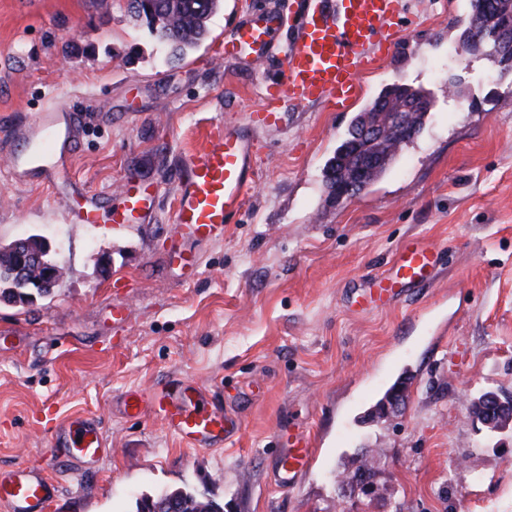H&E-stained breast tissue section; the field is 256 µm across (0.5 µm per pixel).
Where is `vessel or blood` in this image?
<instances>
[{
  "mask_svg": "<svg viewBox=\"0 0 512 512\" xmlns=\"http://www.w3.org/2000/svg\"><path fill=\"white\" fill-rule=\"evenodd\" d=\"M402 11L403 0H297L296 10L288 15L260 11L240 25L224 42L225 57L248 51L263 60L282 30L291 31L282 76L268 84L263 111L251 113L245 124L210 127L204 148L186 154L178 174L177 234L208 238L223 232L241 214L256 177L250 131L279 126L284 120L282 104H322L336 112L353 105L362 91L358 76L398 47L400 38L391 23ZM78 129L77 112L46 107L32 123L25 147H16L9 134L0 135V160L20 183L55 182L70 170L79 146ZM154 203L152 191L141 183L127 182L117 217L124 223L138 221ZM438 262V253L429 246L418 241L403 244L391 274L373 280L362 298L364 305L383 307L402 293L426 287ZM124 405L132 416L151 413L187 448H220L238 431L236 418L208 399L205 386L189 378L168 379L146 391H128ZM51 450L90 466L110 452L96 421L83 416L69 418L61 426ZM279 455L274 483L288 488L310 460L305 435L289 436ZM56 495V484L39 471L24 465L0 470V503L9 512H44Z\"/></svg>",
  "mask_w": 512,
  "mask_h": 512,
  "instance_id": "b4317fda",
  "label": "vessel or blood"
}]
</instances>
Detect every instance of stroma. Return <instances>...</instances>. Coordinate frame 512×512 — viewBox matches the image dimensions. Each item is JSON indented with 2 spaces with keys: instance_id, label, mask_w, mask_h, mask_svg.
Instances as JSON below:
<instances>
[{
  "instance_id": "obj_1",
  "label": "stroma",
  "mask_w": 512,
  "mask_h": 512,
  "mask_svg": "<svg viewBox=\"0 0 512 512\" xmlns=\"http://www.w3.org/2000/svg\"><path fill=\"white\" fill-rule=\"evenodd\" d=\"M223 0L184 59L135 20L127 0H0V129L23 132L44 106L80 113L68 179L15 183L0 162V242L49 239L64 275L28 306L0 302V469L40 467L49 512H133L137 497L188 487L224 512H512V428L477 421L471 399L512 396V76L457 57L470 0H404L393 57L363 74V102L391 84L429 90L423 132L361 193L329 199L323 170L352 112L291 107L254 132L258 180L223 237L190 242L200 275L168 261L177 170L211 125L262 110L287 36L263 63L224 41L257 8ZM456 78L464 99L450 97ZM156 189L144 219L76 224L98 194L120 205L127 179ZM416 239L442 261L421 293L386 308L356 288ZM186 377L220 392L238 434L186 448L150 415L126 417L127 389ZM404 397L373 408L395 382ZM95 416L112 454L95 470L51 456L70 416ZM315 450L294 488L270 484L289 433ZM370 461L374 491L347 481Z\"/></svg>"
}]
</instances>
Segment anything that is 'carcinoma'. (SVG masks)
I'll return each instance as SVG.
<instances>
[{
	"label": "carcinoma",
	"instance_id": "obj_1",
	"mask_svg": "<svg viewBox=\"0 0 512 512\" xmlns=\"http://www.w3.org/2000/svg\"><path fill=\"white\" fill-rule=\"evenodd\" d=\"M221 0H128V10L137 19L145 22L151 35L157 42L165 46L172 58L179 60L197 48L209 33V21L219 10ZM471 14L485 12L489 9L512 20V0H471ZM464 53L475 55L481 53L492 61H498L496 39L489 34L481 33L472 28L466 40L460 42ZM430 93L423 88H413L406 84H392L384 88L366 108L358 113L351 127L358 129L366 124L378 123L387 133L383 138L371 143L368 150L385 159L389 158L397 147L405 140L400 136L398 126L390 120L391 113H399L405 118L408 126L422 131L426 123L430 106L410 110L412 96ZM347 140H342L336 147L334 156L329 159L325 170V184L330 198L336 197L335 185L339 180L354 178L353 169L347 161ZM11 245L0 244V297L8 298V302L31 305L37 299L52 293L50 288H40L35 280L40 272L32 269L28 273L29 284L22 288L13 287L11 275ZM220 505L210 500L188 499L183 501L182 512H217Z\"/></svg>",
	"mask_w": 512,
	"mask_h": 512
}]
</instances>
